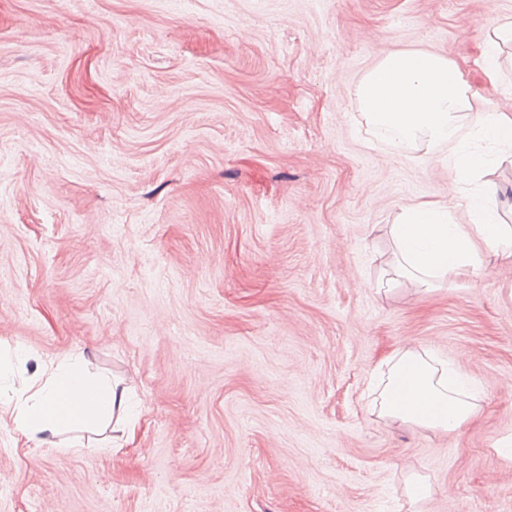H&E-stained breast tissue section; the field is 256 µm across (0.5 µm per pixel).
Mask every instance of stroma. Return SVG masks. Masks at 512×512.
I'll return each mask as SVG.
<instances>
[{
    "label": "stroma",
    "mask_w": 512,
    "mask_h": 512,
    "mask_svg": "<svg viewBox=\"0 0 512 512\" xmlns=\"http://www.w3.org/2000/svg\"><path fill=\"white\" fill-rule=\"evenodd\" d=\"M512 0H0V351L14 386L84 352L133 438L30 448L0 418V512H512V262L384 289L403 210L460 187L372 139L388 53L459 65L512 115ZM413 344L475 386L453 432L369 408ZM429 487L414 502L407 482ZM512 40V22L496 23L493 28L492 38L488 41L489 49L485 51L483 59V74L487 84L496 88L500 81L499 68L495 59V52L501 42Z\"/></svg>",
    "instance_id": "obj_1"
}]
</instances>
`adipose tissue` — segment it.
<instances>
[{"mask_svg":"<svg viewBox=\"0 0 512 512\" xmlns=\"http://www.w3.org/2000/svg\"><path fill=\"white\" fill-rule=\"evenodd\" d=\"M496 193L487 182L481 195L465 199L476 217L468 225L454 223L448 201L408 206L389 227L396 247L389 262L392 281L428 291L442 280L474 275L485 253L512 259V249L505 246L512 226L486 213L485 202ZM84 362V355L68 354L49 361L32 383L0 385V410L10 413L15 432L29 445L39 448L65 432L111 423L126 410L125 391L90 374ZM383 364L374 399L379 416L451 432L476 415L478 406L456 370L436 368L420 349H397Z\"/></svg>","mask_w":512,"mask_h":512,"instance_id":"ef3b65f1","label":"adipose tissue"}]
</instances>
